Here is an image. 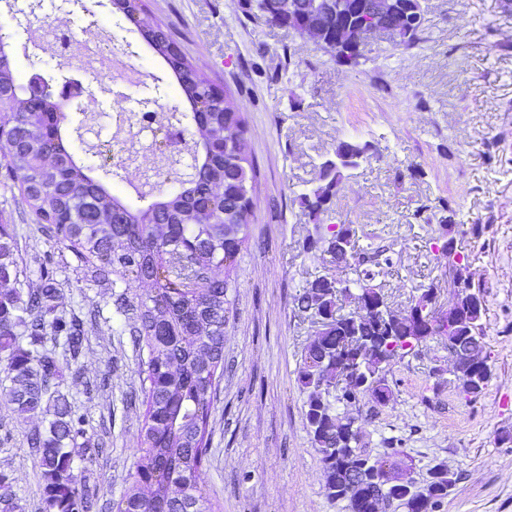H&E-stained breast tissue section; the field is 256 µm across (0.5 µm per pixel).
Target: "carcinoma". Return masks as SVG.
Instances as JSON below:
<instances>
[{
	"label": "carcinoma",
	"instance_id": "1",
	"mask_svg": "<svg viewBox=\"0 0 512 512\" xmlns=\"http://www.w3.org/2000/svg\"><path fill=\"white\" fill-rule=\"evenodd\" d=\"M255 2L269 22L299 34L297 15L312 0ZM331 2L335 8L323 15L329 35L339 20L352 15V0ZM117 10L163 58L193 111L195 129L183 127L191 167L172 156L160 162L175 171L178 187L156 196L159 185L146 177L140 188L152 201L142 209L126 206L75 163L61 135L66 119L61 106L52 97L28 100L26 82L10 69L6 54L0 60V86L12 94L3 98L10 112L0 118L5 125L0 156L47 241L73 251L96 278L132 276L151 283V290L134 301L125 292L111 296L116 312L126 316L129 335L147 353L136 473L119 512H212L198 478L207 455L210 412L224 373L230 271L245 244L244 228L255 206L256 169L245 137L246 120L228 100L229 90L220 97L215 94L212 81L176 48L172 35L144 19L143 0H118ZM370 158V143L339 141L321 157L316 180L299 193L302 207L311 215L327 210L347 171ZM217 181L224 183L222 197L210 192ZM458 213L455 201L438 197L420 203L413 216L426 224L435 218L446 227L448 236L435 239L430 251L448 266L466 270L469 256L457 249L453 236ZM344 233L350 235L351 246L341 266L354 278L318 277L295 298L298 310L319 309L326 315L323 331L307 347L298 377L308 390L306 420L321 455L325 493L348 502L350 512H381L389 499L406 512H440L453 485L448 469L436 465L422 489H406L393 475L392 455L365 454L355 421L338 419L335 404L353 407L368 393L380 404L389 401L386 367L417 353L436 336L447 338L451 352L458 337L471 336L473 353L453 366V375L461 394L479 396L492 375L483 341L484 297L474 283H465L458 301L438 312L428 303L433 289L424 288L405 312L398 313L382 288L373 285L393 265L390 248H362L356 230L342 224L304 240L302 250L331 254ZM14 251V237L0 224V284H16L0 289V373L10 382L5 396L25 419L49 417L46 431L34 430L28 437L41 469L44 512H90L74 467L83 419L60 387L64 370L83 353L94 316L72 312L49 318L57 289L20 288L26 272ZM217 267L225 269L224 278L194 287L198 278ZM341 289L371 311L340 313ZM47 334L52 336L49 348L30 350L22 344L25 336L37 340ZM18 510L17 495L1 476L0 512Z\"/></svg>",
	"mask_w": 512,
	"mask_h": 512
}]
</instances>
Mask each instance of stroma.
Instances as JSON below:
<instances>
[{"label":"stroma","instance_id":"stroma-1","mask_svg":"<svg viewBox=\"0 0 512 512\" xmlns=\"http://www.w3.org/2000/svg\"><path fill=\"white\" fill-rule=\"evenodd\" d=\"M155 22L177 34L198 71L230 86L247 118L246 138L257 168L256 207L248 244L230 275L224 324V375L210 419L200 483L213 512H349L328 499L320 455L306 422L307 393L298 382L316 326L294 298L319 276L346 279L350 270L329 255L304 253L301 243L331 224H350L360 246L387 244L393 265L376 278L392 307L406 309L419 289L453 295L448 267L428 251L444 235L438 222L419 224L421 201L452 197L459 207L454 237L468 254L474 281L485 288V345L493 376L475 400L462 396L448 341L437 337L394 361L386 405L365 397L337 407L354 419L369 456L397 443L399 477L423 484L431 467L454 478L442 512H512V0H423L424 30L404 47L387 33L368 36L360 65H340L316 43L267 21L254 0H146ZM41 0L39 19L70 27L77 44L67 64L39 53L35 30L15 28L8 50L14 74L39 61L47 76L77 75L86 12H93L125 61L142 71L116 102L112 86L89 83L104 136L115 104L139 111L141 99L188 111L168 66L112 0ZM371 144L370 162L349 171L329 209L309 215L298 194L317 176L320 157L348 137ZM0 224L18 244L25 287H56V311L97 312L79 360L87 378L108 377L109 389L86 393L63 386L85 418L75 460L91 512H112L135 474L145 405L142 355L124 330L112 292L148 291L147 282L92 276L76 256L41 235L6 165H0ZM482 227L480 237L464 228ZM53 276L44 279L41 268ZM0 378V475L11 482L21 512H42L39 468L27 437L42 420L20 418Z\"/></svg>","mask_w":512,"mask_h":512}]
</instances>
